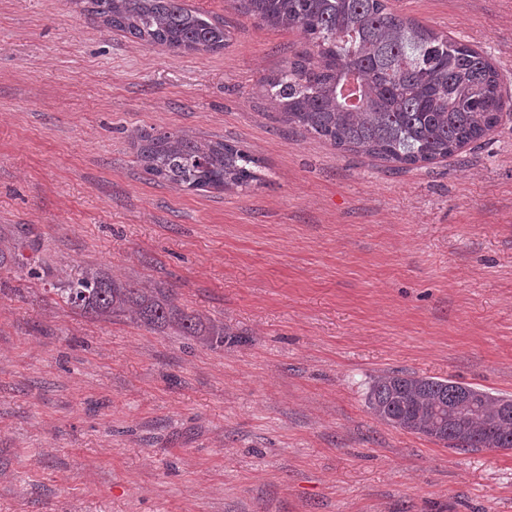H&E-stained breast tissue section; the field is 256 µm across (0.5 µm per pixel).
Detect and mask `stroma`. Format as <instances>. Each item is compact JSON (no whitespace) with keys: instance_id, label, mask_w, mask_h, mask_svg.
<instances>
[{"instance_id":"stroma-1","label":"stroma","mask_w":512,"mask_h":512,"mask_svg":"<svg viewBox=\"0 0 512 512\" xmlns=\"http://www.w3.org/2000/svg\"><path fill=\"white\" fill-rule=\"evenodd\" d=\"M174 53L87 0H0V512H512V449L389 426L372 380L512 398V118L404 170L285 123L263 87L306 49L237 11ZM482 51L512 99V0H388ZM258 159L245 190L153 177L141 134ZM101 271L223 326L219 347L58 295Z\"/></svg>"}]
</instances>
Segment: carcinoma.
<instances>
[{"instance_id": "carcinoma-1", "label": "carcinoma", "mask_w": 512, "mask_h": 512, "mask_svg": "<svg viewBox=\"0 0 512 512\" xmlns=\"http://www.w3.org/2000/svg\"><path fill=\"white\" fill-rule=\"evenodd\" d=\"M242 12L276 29L299 31L311 50L267 79V98L286 122L340 152L366 154L403 169L432 164L485 138L512 112L500 75L482 52L395 15L387 0H237ZM88 13L109 27L172 52L215 51L227 39L182 0H90ZM355 77L364 107L341 95ZM145 171L187 189L229 190L258 180L257 160L221 141L179 132L142 138ZM94 319L124 317L224 344V328L175 306L160 288L84 272L61 289ZM366 404L384 423L454 449L512 448V398L455 380L385 374Z\"/></svg>"}]
</instances>
